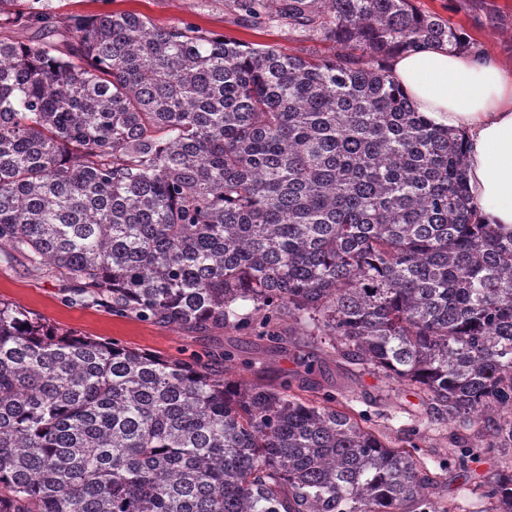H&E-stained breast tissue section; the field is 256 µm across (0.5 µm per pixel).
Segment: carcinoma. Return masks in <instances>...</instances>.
Returning a JSON list of instances; mask_svg holds the SVG:
<instances>
[{
	"mask_svg": "<svg viewBox=\"0 0 512 512\" xmlns=\"http://www.w3.org/2000/svg\"><path fill=\"white\" fill-rule=\"evenodd\" d=\"M334 53L0 0V248L73 300L260 341L298 331L512 451V232L389 60L462 32L414 0H224ZM60 333L0 299V512H450L327 394ZM512 512V465L477 484Z\"/></svg>",
	"mask_w": 512,
	"mask_h": 512,
	"instance_id": "cac0c4a2",
	"label": "carcinoma"
}]
</instances>
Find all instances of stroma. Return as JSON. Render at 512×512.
<instances>
[{"instance_id":"35a3bbf8","label":"stroma","mask_w":512,"mask_h":512,"mask_svg":"<svg viewBox=\"0 0 512 512\" xmlns=\"http://www.w3.org/2000/svg\"><path fill=\"white\" fill-rule=\"evenodd\" d=\"M60 27L77 16L112 10H131L148 16L160 28L194 23L203 29L255 44L274 45L287 53L303 44L287 29L239 15L225 8L224 0H52ZM422 10L435 13L461 27L471 52L488 54L503 64L512 63V0H416ZM70 283L62 275L33 271L23 256L0 250V299L21 305L60 331L78 336L114 340L158 356L207 358L232 350L250 361L237 378L262 384L296 376L309 391L329 393L349 402L399 448L408 447L414 425L426 420L422 395L409 386L389 387L381 376L368 374L336 357L324 339L301 337L278 351L253 337L227 328L208 333L183 331L168 325L112 315L108 308L70 301ZM480 444L477 435L459 425L427 426L418 455L426 463L448 458L454 436ZM456 468L442 472L430 495L452 512H481L485 503L478 493L466 490Z\"/></svg>"}]
</instances>
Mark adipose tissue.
Segmentation results:
<instances>
[{"label": "adipose tissue", "mask_w": 512, "mask_h": 512, "mask_svg": "<svg viewBox=\"0 0 512 512\" xmlns=\"http://www.w3.org/2000/svg\"><path fill=\"white\" fill-rule=\"evenodd\" d=\"M393 72L435 127L463 132L467 184L481 222L512 230V69L489 55L430 46L401 54Z\"/></svg>", "instance_id": "ef3b65f1"}]
</instances>
